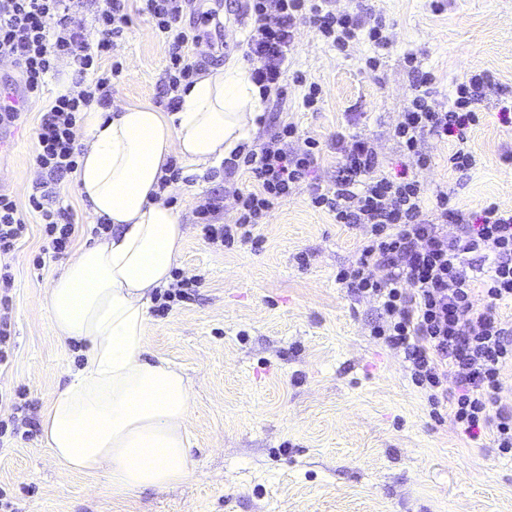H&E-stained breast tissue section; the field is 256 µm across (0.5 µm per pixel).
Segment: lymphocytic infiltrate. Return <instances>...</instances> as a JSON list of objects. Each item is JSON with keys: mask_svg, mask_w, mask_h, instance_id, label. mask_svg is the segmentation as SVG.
<instances>
[{"mask_svg": "<svg viewBox=\"0 0 512 512\" xmlns=\"http://www.w3.org/2000/svg\"><path fill=\"white\" fill-rule=\"evenodd\" d=\"M190 2L138 0L132 9L128 0H104L94 13L96 37L91 40L73 22L84 0H0V59L19 68L26 94H38L62 62L77 68L73 89L50 102L37 128L33 161L42 173L58 181L76 170L82 149L74 129L91 105L110 104L112 87L123 74L122 62L113 57L116 41L133 15L144 16L169 46L160 98L175 110L181 90L199 71L186 51L201 38L183 24ZM249 13L253 26L244 57L266 97L280 100L286 94L288 53L301 19H309L341 51L367 39L376 49L366 61L372 71L380 65L379 52L391 46L385 21L369 18L359 4L339 13L331 0H249ZM405 63L414 76V94L394 135L410 170L387 174L368 137L340 133L332 141L338 175L332 185L315 187L310 203L336 223L365 228L356 262L339 270L336 280L357 295L376 298L380 322L372 334L403 352L412 383L427 396L431 417L439 421L451 412L464 435L488 437L499 454L512 455V402L501 398V374L512 367V326L497 312L500 303L512 302V212L491 203L475 215L449 206L444 192L437 194L433 209H426L416 176L431 163L419 148L427 135L453 139L449 169L474 168L468 132L480 124L479 105L495 78L486 70L472 72L443 104L435 97L433 74L421 71L417 55L407 54ZM321 152L318 139L300 138L290 122L238 151L230 166L248 171L256 186L248 192L233 189L238 217L231 225L214 221L218 198H203L195 212L204 238L224 247L237 242L259 247L256 226L308 178ZM30 205L43 225L45 244L33 262L39 270L45 256L67 251L77 227L65 209L48 208L35 196ZM27 213L0 193V256L9 255L25 237ZM450 224L455 233L447 232Z\"/></svg>", "mask_w": 512, "mask_h": 512, "instance_id": "f902f5d3", "label": "lymphocytic infiltrate"}]
</instances>
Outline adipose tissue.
Wrapping results in <instances>:
<instances>
[{"label": "adipose tissue", "mask_w": 512, "mask_h": 512, "mask_svg": "<svg viewBox=\"0 0 512 512\" xmlns=\"http://www.w3.org/2000/svg\"><path fill=\"white\" fill-rule=\"evenodd\" d=\"M263 110L248 68L232 61L197 78L176 111L85 112L74 185L112 230L68 260L46 296L59 338L86 345L42 414V441L64 470L103 473L116 494L190 478L191 384L169 360L149 358L146 344L153 294L170 286L186 237L179 213L157 196L159 181L174 155L189 177L220 167L251 143Z\"/></svg>", "instance_id": "obj_1"}]
</instances>
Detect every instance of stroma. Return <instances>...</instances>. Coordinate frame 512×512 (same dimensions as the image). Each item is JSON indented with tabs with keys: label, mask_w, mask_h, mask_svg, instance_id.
Listing matches in <instances>:
<instances>
[{
	"label": "stroma",
	"mask_w": 512,
	"mask_h": 512,
	"mask_svg": "<svg viewBox=\"0 0 512 512\" xmlns=\"http://www.w3.org/2000/svg\"><path fill=\"white\" fill-rule=\"evenodd\" d=\"M439 2L436 11L430 0H362L385 20L392 40L374 72L365 65L374 54L368 41L340 51L300 21L288 69L318 83L323 103L319 111L304 110L303 89L292 82L282 101L265 106L266 115L323 141L339 132L368 135L390 172L400 171L394 128L413 94L407 54L435 74L440 102L476 68L512 90V0ZM247 6V0H193L184 21L206 37L187 51L201 71L242 57L241 50L211 45L214 25L204 13L218 12L224 38L241 40L252 25ZM117 55L124 78L112 88L113 105L164 109L162 36L134 17ZM72 73L65 67L47 77L0 151V193L29 212L28 234L8 258L16 350L11 367L0 370V392L24 390L35 420L82 361L74 342L58 338L44 303L67 259L34 269L44 238L39 213L28 209L42 180L32 161L39 119ZM499 107L498 94L488 92L482 121L468 135L477 163L466 174L449 170V143L422 140L431 165L417 176L427 197L447 193L451 205L473 213L490 203L512 211V164L501 160L512 150V124L500 121ZM335 176V154H321L309 180L257 226V249L209 244L195 214L202 198L216 196L217 223H232L234 201L224 189H252L248 173L213 169L173 186L188 229L175 268L200 286L169 311L151 307L147 341L154 356L192 381L193 474L177 486L116 495L103 474L64 472L36 431L0 447V488L15 512H512V457L489 448L488 438H467L451 418L434 420L403 354L371 334L377 302L337 282L364 231L311 207L313 187ZM56 204L78 226L73 248L92 242L88 227L96 219L72 179L58 184Z\"/></svg>",
	"instance_id": "35a3bbf8"
}]
</instances>
